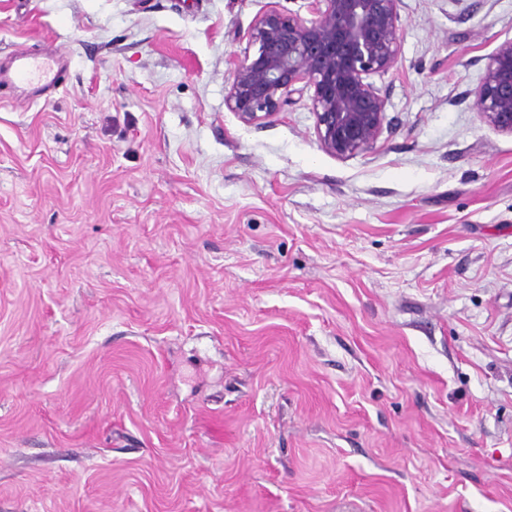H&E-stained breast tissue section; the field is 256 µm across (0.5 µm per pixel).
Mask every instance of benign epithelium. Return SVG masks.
Masks as SVG:
<instances>
[{
	"instance_id": "obj_1",
	"label": "benign epithelium",
	"mask_w": 512,
	"mask_h": 512,
	"mask_svg": "<svg viewBox=\"0 0 512 512\" xmlns=\"http://www.w3.org/2000/svg\"><path fill=\"white\" fill-rule=\"evenodd\" d=\"M402 2L309 0L308 18L277 9L263 13L248 32L249 48L234 62L225 106L242 122L260 125L277 116L300 84L313 90L314 129L324 151L347 158L372 149L387 98L369 77L398 62ZM471 96L474 111L512 134V40L490 55Z\"/></svg>"
}]
</instances>
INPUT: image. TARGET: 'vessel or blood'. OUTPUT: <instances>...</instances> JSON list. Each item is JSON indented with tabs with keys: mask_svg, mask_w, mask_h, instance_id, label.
I'll list each match as a JSON object with an SVG mask.
<instances>
[{
	"mask_svg": "<svg viewBox=\"0 0 512 512\" xmlns=\"http://www.w3.org/2000/svg\"><path fill=\"white\" fill-rule=\"evenodd\" d=\"M64 63L50 55L19 53L9 65L0 66V87L25 85L34 96L47 95L63 85Z\"/></svg>",
	"mask_w": 512,
	"mask_h": 512,
	"instance_id": "1",
	"label": "vessel or blood"
}]
</instances>
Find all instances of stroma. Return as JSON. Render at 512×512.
<instances>
[{
    "label": "stroma",
    "instance_id": "35a3bbf8",
    "mask_svg": "<svg viewBox=\"0 0 512 512\" xmlns=\"http://www.w3.org/2000/svg\"><path fill=\"white\" fill-rule=\"evenodd\" d=\"M306 0H0V512H512V0H403L375 147L224 104ZM471 96L475 112L495 129L512 134V40L490 55L483 78ZM65 64L50 55L18 53L7 66L0 65V87L25 85L32 88L36 102L41 95L52 93L64 84Z\"/></svg>",
    "mask_w": 512,
    "mask_h": 512
}]
</instances>
